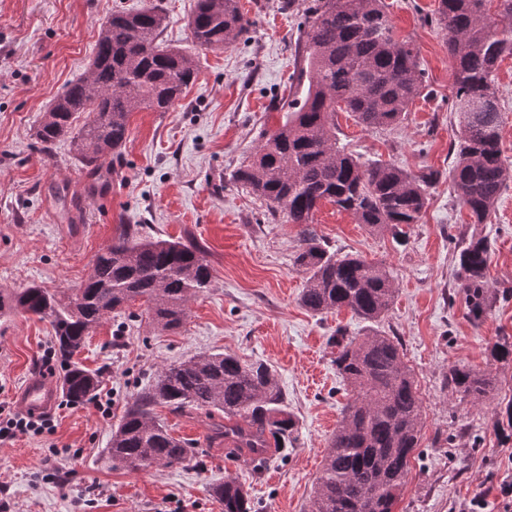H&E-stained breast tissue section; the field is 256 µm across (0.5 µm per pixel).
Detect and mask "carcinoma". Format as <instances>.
I'll list each match as a JSON object with an SVG mask.
<instances>
[{"mask_svg": "<svg viewBox=\"0 0 512 512\" xmlns=\"http://www.w3.org/2000/svg\"><path fill=\"white\" fill-rule=\"evenodd\" d=\"M439 0L435 22L448 34L459 138L452 183L472 223L483 224L512 169L499 147L501 112L494 87L497 63L512 55V0ZM165 24L157 6L115 13L99 28L88 74L71 82L42 116L35 132L43 153L69 138L75 158L97 170L105 157H119L133 112H167L197 76L192 57L160 39ZM250 21L237 0H198L189 21L193 43L214 49L233 45ZM307 82L281 127L262 135L233 180L263 199L273 212L300 226L294 265L305 275L300 302L315 313L349 310L376 323L389 310L395 288L387 270L357 255L339 256L312 227L327 200L374 231L401 233L419 223L437 173L414 175L387 162H362L336 143V112H350L365 128L401 123L424 90L413 44L395 36L384 0H315L303 23ZM82 124H77L78 119ZM489 245L471 236L461 242L459 277L473 317L485 311ZM213 287L205 246L144 235L129 224L98 253L86 279L68 293L32 284L0 289V314L22 311L48 318L72 403L93 398L98 374L73 361L94 329L111 314L139 302L161 329L182 328L189 302ZM336 370L354 390L327 448L309 512H394L420 443L422 400L400 344L376 331L349 337L336 331ZM484 373L453 367L448 387L479 399L491 389ZM224 413L211 423L238 448H280L295 421L272 366L246 362L229 352H201L164 365L137 391L112 429L108 454L126 467L183 466L189 443L171 435L157 408ZM224 512H257L232 478L211 488Z\"/></svg>", "mask_w": 512, "mask_h": 512, "instance_id": "obj_1", "label": "carcinoma"}]
</instances>
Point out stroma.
Returning a JSON list of instances; mask_svg holds the SVG:
<instances>
[{
  "label": "stroma",
  "instance_id": "stroma-1",
  "mask_svg": "<svg viewBox=\"0 0 512 512\" xmlns=\"http://www.w3.org/2000/svg\"><path fill=\"white\" fill-rule=\"evenodd\" d=\"M195 2L0 0V289L76 287L123 224L163 239L195 238L214 276L213 288L189 302L178 332H160L147 316L124 313L97 328L75 360L102 370L97 396L111 400V409L61 395L50 431L0 443V486L11 512H222L211 487L227 478L248 487L259 512H308L352 395L333 362L331 338L340 327L351 336L376 330L398 339L423 401L420 446L394 512H463L474 496L512 474V364L492 356L500 337H512V180L486 223H471L451 180L459 123L448 107V36L432 22L438 0H385L396 35L418 52L426 85L402 123L367 129L351 113L336 114L339 144L362 160L415 174L438 171L420 223L397 240L329 202L314 216L331 249L390 273L395 297L374 325L346 309L316 314L301 305L304 275L293 264L299 226L232 179L301 96L300 26L313 0H239L251 27L214 51L192 43L187 20ZM155 4L166 14L163 42L190 55L198 76L174 109L132 113L120 157L102 165L112 189L100 198L69 140L46 156L34 129L66 84L87 72L100 23L112 12ZM495 82L500 147L512 167V56L498 63ZM471 235L491 245L488 306L478 321L455 276L456 240ZM51 334L48 321L0 315V406L19 411L16 393L29 377H59V368L45 366ZM213 350L277 371L297 424L289 446L270 448L266 469L255 475L212 440L203 413L161 407L158 415L174 437L190 442L199 465L133 470L111 460L107 444L131 395L160 366ZM455 366L489 373L487 396L451 391L448 371Z\"/></svg>",
  "mask_w": 512,
  "mask_h": 512
}]
</instances>
